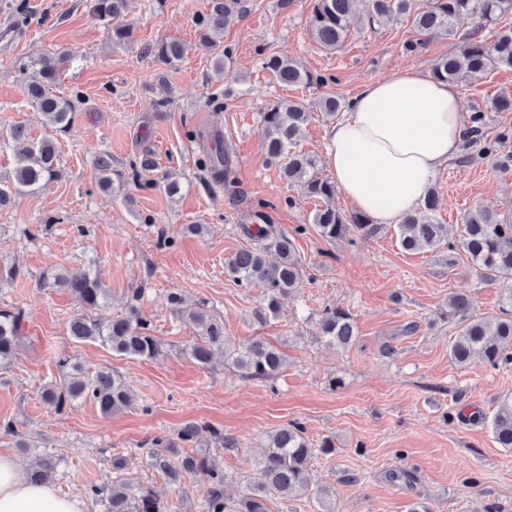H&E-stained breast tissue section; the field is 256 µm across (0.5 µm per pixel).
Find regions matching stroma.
Here are the masks:
<instances>
[{
    "instance_id": "obj_1",
    "label": "stroma",
    "mask_w": 512,
    "mask_h": 512,
    "mask_svg": "<svg viewBox=\"0 0 512 512\" xmlns=\"http://www.w3.org/2000/svg\"><path fill=\"white\" fill-rule=\"evenodd\" d=\"M207 8L208 0H129L125 18L134 35L119 45L85 0H0V131L22 123L32 137L53 138L61 171L35 192H16L13 154L0 148V272L14 265L23 271L0 281V308L26 312L16 353L0 365V422L14 424L12 432H0V448L27 466L52 458L55 484L85 496V512H106V502L86 491L118 477L132 495L150 490L173 512H198L200 476L160 469L150 439L168 435L170 462L197 455L223 471L236 494L267 434L297 422L310 439L327 437L336 445L310 465L318 485L335 489L337 512H413L420 503L431 512H483L487 505L512 512V449L499 447L490 427L471 418L475 412L493 417L512 400V364L455 365L448 356L455 326L443 316L453 294L470 296L475 313L498 312V284L480 277L458 243L469 210L503 211L512 204V141L496 155L451 162L440 172L433 183L437 218L456 247L425 253L404 251L394 224L377 225L352 242L325 240L311 224L324 200L284 180L262 146L261 112L293 99L312 113L299 148L324 156L323 97L346 103L394 69L431 71L454 51L456 37L434 38L407 53L403 45L416 34L392 21L373 32L353 31L331 53L306 32L312 0H294L285 9L280 0H248L244 16L214 34L215 48L205 50L196 20ZM162 39L186 43L185 57L164 65L141 56L143 44ZM261 49L327 76V84H281L262 69ZM61 50L71 59L58 90L79 99L65 133L45 126L28 106L18 72L26 57ZM218 54L225 57L220 72ZM458 86L463 111H487L488 133L512 127V112L492 109L497 96H512V68L464 77ZM214 96L223 110L209 107ZM162 97L168 105L155 109ZM215 129L238 161L234 198L199 163L204 139ZM102 159L123 176L139 172L142 188L100 189L95 173ZM146 159L151 168H142ZM166 175L178 180L179 194L160 187ZM261 201L283 233L307 227L296 238L302 286L264 323L253 318L264 289L239 287L225 270L248 246L240 227ZM190 224L208 230L192 235ZM88 265L110 290L109 314L124 313L129 289L144 287L138 309L152 323L158 357H125L72 340L69 322L77 307L69 294L41 287V277ZM176 289L190 301L207 302L237 340L260 336L275 343L286 359L275 379L248 381L225 369L223 357L205 369L185 355L197 330L169 307L167 295ZM327 306L352 313L358 338L350 348L321 338L318 313ZM388 345L394 356L385 355ZM62 355L86 372L105 368L123 376L132 404L109 416L85 399L57 411L42 391L54 381ZM189 422L201 431L187 444L178 433ZM213 427L233 437L236 448L215 444ZM394 471L408 472L409 480H391Z\"/></svg>"
}]
</instances>
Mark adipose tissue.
<instances>
[{
	"label": "adipose tissue",
	"instance_id": "1",
	"mask_svg": "<svg viewBox=\"0 0 512 512\" xmlns=\"http://www.w3.org/2000/svg\"><path fill=\"white\" fill-rule=\"evenodd\" d=\"M469 121L457 84L396 70L361 88L327 131L326 165L345 200L377 224H397L460 153ZM81 496L37 483L0 450V512H83Z\"/></svg>",
	"mask_w": 512,
	"mask_h": 512
}]
</instances>
